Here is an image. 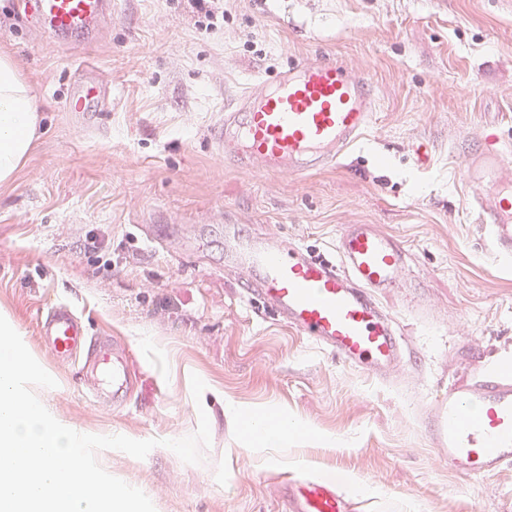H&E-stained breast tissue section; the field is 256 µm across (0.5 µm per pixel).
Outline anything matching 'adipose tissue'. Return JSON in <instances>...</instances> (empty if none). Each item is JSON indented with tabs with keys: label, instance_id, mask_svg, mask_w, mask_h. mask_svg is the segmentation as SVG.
I'll return each instance as SVG.
<instances>
[{
	"label": "adipose tissue",
	"instance_id": "obj_1",
	"mask_svg": "<svg viewBox=\"0 0 512 512\" xmlns=\"http://www.w3.org/2000/svg\"><path fill=\"white\" fill-rule=\"evenodd\" d=\"M35 98L10 56L0 55V183L14 179L38 128Z\"/></svg>",
	"mask_w": 512,
	"mask_h": 512
}]
</instances>
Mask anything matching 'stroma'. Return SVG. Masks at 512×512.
<instances>
[{
  "label": "stroma",
  "instance_id": "obj_1",
  "mask_svg": "<svg viewBox=\"0 0 512 512\" xmlns=\"http://www.w3.org/2000/svg\"><path fill=\"white\" fill-rule=\"evenodd\" d=\"M0 0V54L36 97L34 147L0 184V315L57 385L50 411L89 434L178 439L207 414L199 464L170 449L99 458L156 512H284L288 478L331 476L355 512H512V465L451 474L413 398L443 396L470 364L512 354V264L468 206V161L487 128L512 144V0H224L202 30L190 0H117L91 48L57 45ZM339 59L371 78L364 149L307 176L226 170L212 139L224 102L266 72ZM112 88L107 112H69L77 63ZM431 149L417 161L414 149ZM291 237L332 257L350 224L397 236L420 280V320L401 291L382 304L411 350L408 390L342 365L244 298L224 270V227ZM67 303L91 335L130 354L127 400H97L80 362H58L38 319ZM206 384L197 408L190 377ZM304 433L249 444L245 411Z\"/></svg>",
  "mask_w": 512,
  "mask_h": 512
}]
</instances>
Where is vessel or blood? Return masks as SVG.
Instances as JSON below:
<instances>
[{"label":"vessel or blood","mask_w":512,"mask_h":512,"mask_svg":"<svg viewBox=\"0 0 512 512\" xmlns=\"http://www.w3.org/2000/svg\"><path fill=\"white\" fill-rule=\"evenodd\" d=\"M27 19L62 45L97 41L115 10L113 0H17ZM110 96L95 64L80 66L69 88L71 112H101ZM376 110L372 83L348 64L310 58L255 80L224 106L217 130L226 164L247 177L303 176L337 164L365 136ZM508 156L497 134L470 159L476 191L471 208L489 231L494 254L512 259V182L499 171ZM410 253L373 224H351L336 242V257L313 254L285 236L260 237L224 227V267L243 274L248 301L332 354L382 382L411 353L382 295L401 285ZM51 354L81 359L113 393L127 390L129 356L58 304L41 323ZM432 439L446 448L449 470L482 477L512 464V367L482 365L449 382L425 408ZM288 512H354L332 478L288 479Z\"/></svg>","instance_id":"b4317fda"}]
</instances>
